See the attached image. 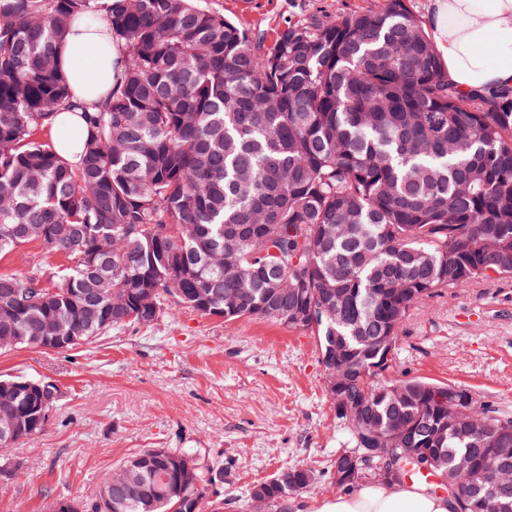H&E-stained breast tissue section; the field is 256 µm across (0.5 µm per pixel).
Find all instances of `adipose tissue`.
<instances>
[{
	"label": "adipose tissue",
	"mask_w": 512,
	"mask_h": 512,
	"mask_svg": "<svg viewBox=\"0 0 512 512\" xmlns=\"http://www.w3.org/2000/svg\"><path fill=\"white\" fill-rule=\"evenodd\" d=\"M425 31L437 47L449 82L494 95L512 87V0H432ZM73 104L53 119L56 151L77 162L81 112L99 104L122 71L123 52L99 21L78 20L61 50ZM448 497L419 484H363L336 493L316 512H451Z\"/></svg>",
	"instance_id": "ef3b65f1"
}]
</instances>
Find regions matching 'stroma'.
Segmentation results:
<instances>
[{"label":"stroma","instance_id":"obj_1","mask_svg":"<svg viewBox=\"0 0 512 512\" xmlns=\"http://www.w3.org/2000/svg\"><path fill=\"white\" fill-rule=\"evenodd\" d=\"M265 33L369 0H202ZM393 376L455 382L512 412V278L475 283L415 309L396 338ZM45 379L60 398L45 431L5 451L0 512L89 503L103 476L149 448L189 451L221 467L204 512H252V488L282 469L317 479L293 494L298 512L337 492L332 463L347 446L325 390L314 336L270 320L176 309L149 326H114L68 351L0 350V376Z\"/></svg>","mask_w":512,"mask_h":512}]
</instances>
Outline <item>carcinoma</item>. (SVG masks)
Returning a JSON list of instances; mask_svg holds the SVG:
<instances>
[{
    "instance_id": "cac0c4a2",
    "label": "carcinoma",
    "mask_w": 512,
    "mask_h": 512,
    "mask_svg": "<svg viewBox=\"0 0 512 512\" xmlns=\"http://www.w3.org/2000/svg\"><path fill=\"white\" fill-rule=\"evenodd\" d=\"M78 17L104 21L124 50L116 85L81 113V160L34 136L69 108L59 49ZM37 242L63 264L0 275V342L68 351L140 319L149 296L166 313L274 319L288 290L307 317L288 328L361 349L365 360L336 403L351 458L381 447L372 466L335 481L350 490L379 470L418 482L454 512H489L477 471L512 415L455 383L386 375L373 341L397 336L410 312L479 281L512 277V90L468 94L448 82L407 0H372L334 18L312 15L272 41L199 0H0V256ZM237 288L250 294L228 309ZM339 318L314 319L329 294ZM0 379V448L45 430L40 389ZM369 406L356 423L347 408ZM470 411L455 428L453 409ZM191 466L180 500L155 489ZM224 470L193 455L144 450L100 484L109 512H201ZM316 480L294 466L259 484L272 506Z\"/></svg>"
}]
</instances>
